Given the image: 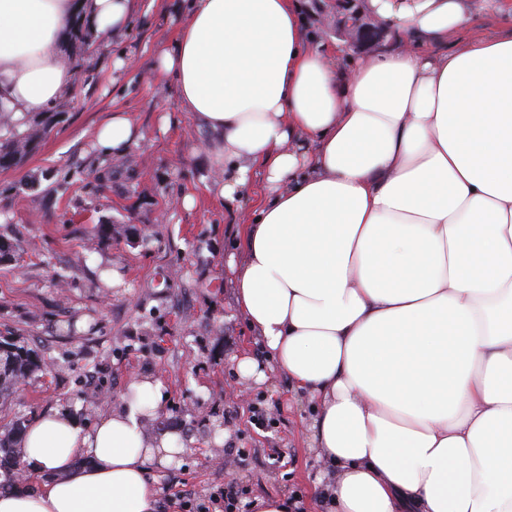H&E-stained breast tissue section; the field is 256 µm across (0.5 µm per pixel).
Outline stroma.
<instances>
[{
  "instance_id": "obj_1",
  "label": "stroma",
  "mask_w": 512,
  "mask_h": 512,
  "mask_svg": "<svg viewBox=\"0 0 512 512\" xmlns=\"http://www.w3.org/2000/svg\"><path fill=\"white\" fill-rule=\"evenodd\" d=\"M330 2L308 0L305 27L329 46L352 31L350 10ZM185 20L183 0H138L120 32L66 41L83 68L77 85L50 106L35 144L0 169V239L21 243L16 261L0 264V336L44 362L0 406V424L62 406L90 429L134 379L151 377L166 399L144 429L186 447L149 475L158 512H223L228 487L245 503L275 495L325 512L306 446L315 403L269 368L235 309L225 259L241 250L239 214L219 197V144L180 109L173 82L150 74ZM115 112L129 115L137 143L105 155L92 138ZM100 223L115 226L112 238L92 234ZM243 355L266 366L265 380L241 381ZM243 385L247 397L236 398Z\"/></svg>"
}]
</instances>
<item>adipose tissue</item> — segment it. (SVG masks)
I'll list each match as a JSON object with an SVG mask.
<instances>
[{"instance_id": "adipose-tissue-1", "label": "adipose tissue", "mask_w": 512, "mask_h": 512, "mask_svg": "<svg viewBox=\"0 0 512 512\" xmlns=\"http://www.w3.org/2000/svg\"><path fill=\"white\" fill-rule=\"evenodd\" d=\"M134 0H0V112L45 111L79 74L74 24L123 29ZM368 56L305 33L301 0H189L153 68L222 143L228 209L263 180L228 255L235 307L316 401L308 446L332 512H512V31L472 0H367ZM136 138L122 112L103 154ZM162 384L131 383L84 430L59 407L24 435L32 488L0 512H157L185 450L149 438Z\"/></svg>"}]
</instances>
